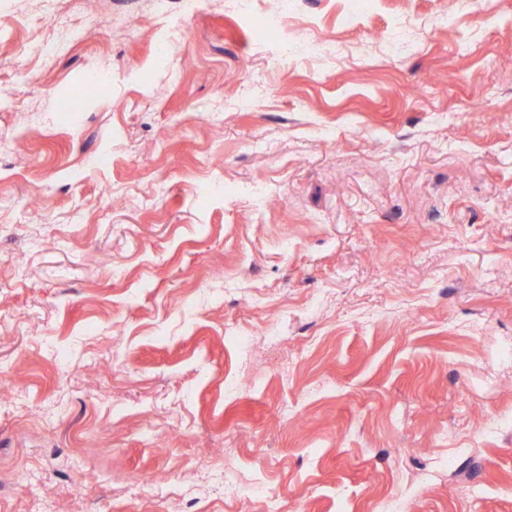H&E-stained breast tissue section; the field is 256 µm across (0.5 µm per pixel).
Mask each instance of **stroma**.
<instances>
[{"instance_id": "stroma-1", "label": "stroma", "mask_w": 512, "mask_h": 512, "mask_svg": "<svg viewBox=\"0 0 512 512\" xmlns=\"http://www.w3.org/2000/svg\"><path fill=\"white\" fill-rule=\"evenodd\" d=\"M289 3L0 0V512H512V0Z\"/></svg>"}]
</instances>
